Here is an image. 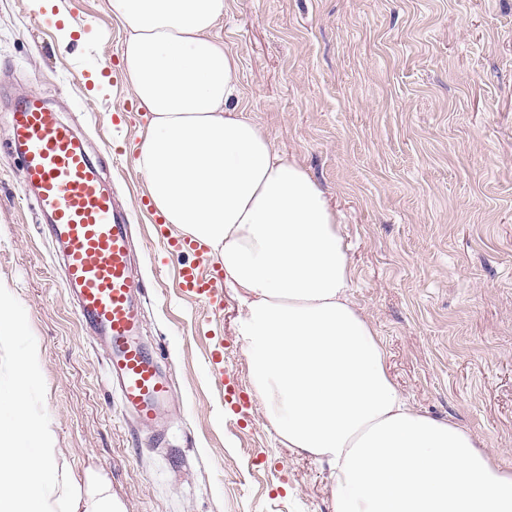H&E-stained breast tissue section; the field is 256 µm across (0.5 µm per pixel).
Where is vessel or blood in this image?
Returning a JSON list of instances; mask_svg holds the SVG:
<instances>
[{"instance_id": "obj_1", "label": "vessel or blood", "mask_w": 512, "mask_h": 512, "mask_svg": "<svg viewBox=\"0 0 512 512\" xmlns=\"http://www.w3.org/2000/svg\"><path fill=\"white\" fill-rule=\"evenodd\" d=\"M7 149L20 163L23 193L37 222L47 225L51 243L60 249L62 284L76 315L108 349V381L153 441H163L175 390L158 353L141 339L143 285L133 275L129 218L106 189L102 164L76 128L38 93L14 104ZM154 230L167 253L182 258L183 292L215 304L223 269L215 268L191 238L173 235L168 224L155 223Z\"/></svg>"}]
</instances>
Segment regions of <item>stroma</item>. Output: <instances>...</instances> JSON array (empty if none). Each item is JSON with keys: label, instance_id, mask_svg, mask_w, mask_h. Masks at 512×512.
<instances>
[{"label": "stroma", "instance_id": "35a3bbf8", "mask_svg": "<svg viewBox=\"0 0 512 512\" xmlns=\"http://www.w3.org/2000/svg\"><path fill=\"white\" fill-rule=\"evenodd\" d=\"M0 0V144L11 102L42 93L87 139L130 210L148 285L144 334L175 369L167 441L148 445L105 379L60 270L0 147V289L23 332L0 348V433L12 367L43 351L30 390L67 469L100 473L122 512H333L327 470L281 445L236 333L239 300L183 296L153 235L133 148L146 132L107 0ZM70 26L71 42L59 31ZM239 60L237 106L340 215L352 298L420 411L471 430L512 469V0H225L216 30ZM224 351L225 383L208 362ZM243 403L230 407L225 386Z\"/></svg>", "mask_w": 512, "mask_h": 512}]
</instances>
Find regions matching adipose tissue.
<instances>
[{
  "instance_id": "1",
  "label": "adipose tissue",
  "mask_w": 512,
  "mask_h": 512,
  "mask_svg": "<svg viewBox=\"0 0 512 512\" xmlns=\"http://www.w3.org/2000/svg\"><path fill=\"white\" fill-rule=\"evenodd\" d=\"M127 27L121 57L147 129L136 164L165 223L224 267L250 378L280 442L329 471L334 512H512V472L470 430L415 409L350 297L336 212L308 173L234 108L236 56L214 30L224 0H109ZM28 345L0 436V512H121L109 486L57 465L24 385ZM31 434L32 448L17 446Z\"/></svg>"
}]
</instances>
